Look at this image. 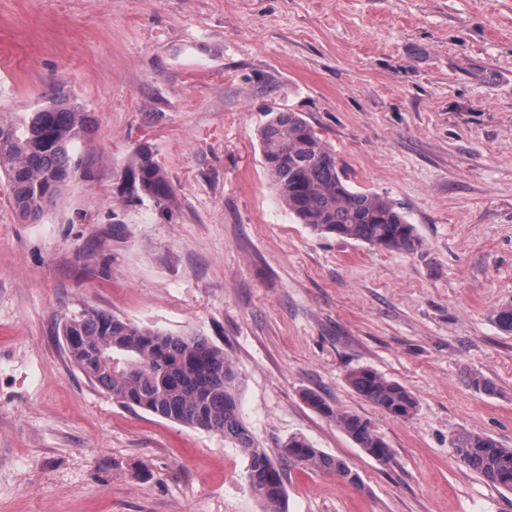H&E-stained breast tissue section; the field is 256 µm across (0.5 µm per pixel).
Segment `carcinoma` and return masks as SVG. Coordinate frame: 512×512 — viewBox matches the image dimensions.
Segmentation results:
<instances>
[{
  "mask_svg": "<svg viewBox=\"0 0 512 512\" xmlns=\"http://www.w3.org/2000/svg\"><path fill=\"white\" fill-rule=\"evenodd\" d=\"M86 116L61 93L17 124H0V172L7 177L20 216L37 218L74 177L70 150L82 140ZM263 163L280 200L296 219L320 234L371 243L412 254L421 240L388 199L354 191L335 152L297 112L276 111L259 129ZM132 194L167 203L174 188L150 148L141 146L130 168ZM62 336L76 366L122 406L138 408L191 428L219 432L248 458V479L263 512H285L282 462L333 471L349 483L360 477L341 459L303 435L288 438L270 454L240 419L238 375L224 349L201 336H172L87 309L68 319ZM355 391L386 414L407 419L416 397L369 368L348 373ZM303 400L336 425L367 454L387 443L360 415L333 407L306 390ZM458 459L490 484L512 491V448L490 437L461 433L452 439Z\"/></svg>",
  "mask_w": 512,
  "mask_h": 512,
  "instance_id": "1",
  "label": "carcinoma"
}]
</instances>
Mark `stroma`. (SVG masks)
I'll list each match as a JSON object with an SVG mask.
<instances>
[{"label":"stroma","mask_w":512,"mask_h":512,"mask_svg":"<svg viewBox=\"0 0 512 512\" xmlns=\"http://www.w3.org/2000/svg\"><path fill=\"white\" fill-rule=\"evenodd\" d=\"M55 87L88 116L78 172L33 223L0 175V512H263L223 435L123 407L74 366L59 326L88 308L221 346L263 448L301 434L359 474L288 467V512H512L451 446L512 448L494 316L512 306V0H0V122ZM272 110L397 203L421 249L298 223L262 165ZM141 146L168 203L129 192ZM360 367L414 415L360 396ZM306 390L368 420L389 459ZM347 380L359 395L392 417L407 419L417 408V399L409 390L372 369L352 370ZM302 398L315 412L336 422V425L340 427L359 448H363L367 454L373 457V453L377 448H388V452L381 460H387L390 457V448L371 428L369 421L358 414L334 408L316 392L306 390L302 393Z\"/></svg>","instance_id":"35a3bbf8"}]
</instances>
